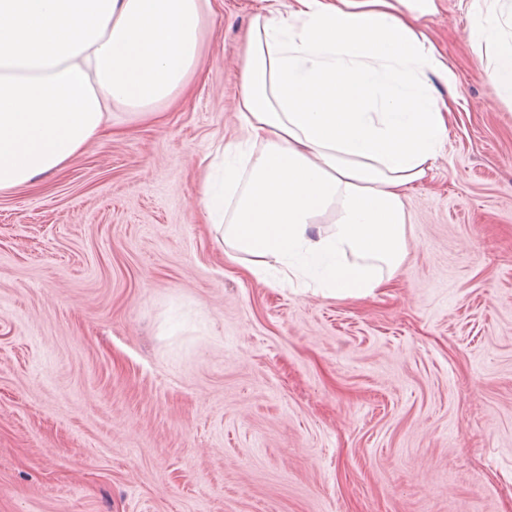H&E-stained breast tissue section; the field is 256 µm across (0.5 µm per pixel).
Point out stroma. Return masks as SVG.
<instances>
[{
    "mask_svg": "<svg viewBox=\"0 0 512 512\" xmlns=\"http://www.w3.org/2000/svg\"><path fill=\"white\" fill-rule=\"evenodd\" d=\"M262 6L216 0L163 123L0 192V512H512V105L475 0L425 21L460 107L358 300L248 274L203 220Z\"/></svg>",
    "mask_w": 512,
    "mask_h": 512,
    "instance_id": "35a3bbf8",
    "label": "stroma"
}]
</instances>
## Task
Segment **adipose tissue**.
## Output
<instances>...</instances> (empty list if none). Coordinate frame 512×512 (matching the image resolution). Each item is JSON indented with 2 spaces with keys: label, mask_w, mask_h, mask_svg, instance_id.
Here are the masks:
<instances>
[{
  "label": "adipose tissue",
  "mask_w": 512,
  "mask_h": 512,
  "mask_svg": "<svg viewBox=\"0 0 512 512\" xmlns=\"http://www.w3.org/2000/svg\"><path fill=\"white\" fill-rule=\"evenodd\" d=\"M468 36L512 102V0H484ZM212 0H0V192L62 171L118 134L120 105L156 104L195 68ZM440 0H271L246 34L244 136L203 212L249 273L312 280L337 298L384 287L407 257L405 200L448 137L456 76L419 27Z\"/></svg>",
  "instance_id": "adipose-tissue-1"
}]
</instances>
